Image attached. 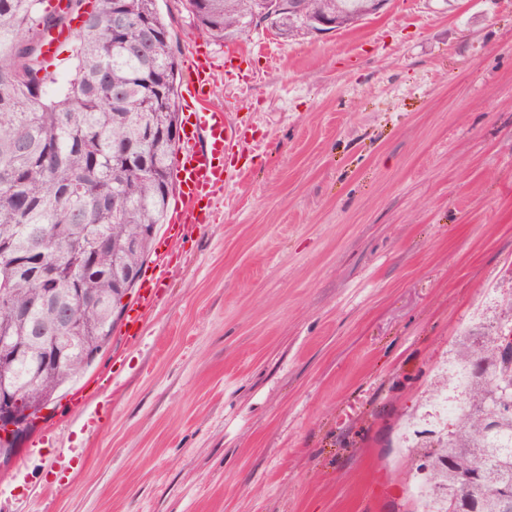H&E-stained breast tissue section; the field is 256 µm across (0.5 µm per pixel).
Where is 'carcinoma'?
Returning a JSON list of instances; mask_svg holds the SVG:
<instances>
[{
    "instance_id": "cac0c4a2",
    "label": "carcinoma",
    "mask_w": 512,
    "mask_h": 512,
    "mask_svg": "<svg viewBox=\"0 0 512 512\" xmlns=\"http://www.w3.org/2000/svg\"><path fill=\"white\" fill-rule=\"evenodd\" d=\"M68 0L49 9L46 0H0V261L38 249L56 263L40 282L20 268L0 292V337L13 348L4 372L22 400H52L78 369L89 346L110 342L115 313L139 278L156 226L173 193L178 127V63L169 24L157 0ZM198 30L219 40L246 34L255 8L267 0H184ZM305 19L295 31L320 32L329 15L346 29L374 14V0H300ZM82 18L74 33L75 67L61 82L48 71L44 36ZM137 239L136 253L121 243ZM74 314L80 330L56 335ZM61 364L46 362L48 350ZM458 364L471 371L468 406L438 444L450 462L439 484L459 488L452 503L428 494L430 512H512V453L494 447L512 436V415H498L512 399V358L495 337L462 340ZM482 471L469 485L460 476Z\"/></svg>"
}]
</instances>
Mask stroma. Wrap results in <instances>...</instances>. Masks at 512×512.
Wrapping results in <instances>:
<instances>
[{
  "mask_svg": "<svg viewBox=\"0 0 512 512\" xmlns=\"http://www.w3.org/2000/svg\"><path fill=\"white\" fill-rule=\"evenodd\" d=\"M244 135L210 223L0 466V512H410L468 336L512 330V0L233 42L158 0ZM84 464L59 468V451ZM168 251L162 254V263L156 275L144 287L140 289L139 300L127 311L123 338L127 343H135L141 335L140 324L143 322L147 310L152 308L159 300L162 299L166 285L164 283L166 271L165 268L168 264L166 257Z\"/></svg>",
  "mask_w": 512,
  "mask_h": 512,
  "instance_id": "35a3bbf8",
  "label": "stroma"
}]
</instances>
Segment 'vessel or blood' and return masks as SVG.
I'll return each mask as SVG.
<instances>
[{
    "mask_svg": "<svg viewBox=\"0 0 512 512\" xmlns=\"http://www.w3.org/2000/svg\"><path fill=\"white\" fill-rule=\"evenodd\" d=\"M211 63L205 58L193 59L184 86L186 116L182 121L183 146L175 156L174 177L180 189L181 202L168 225L166 238H173L181 228L210 221V203L220 195L227 181L224 156L240 133L232 126L228 114L211 106ZM164 273H157L141 289L138 301L127 311L123 338L136 342L147 310L161 300L166 285Z\"/></svg>",
    "mask_w": 512,
    "mask_h": 512,
    "instance_id": "1",
    "label": "vessel or blood"
}]
</instances>
